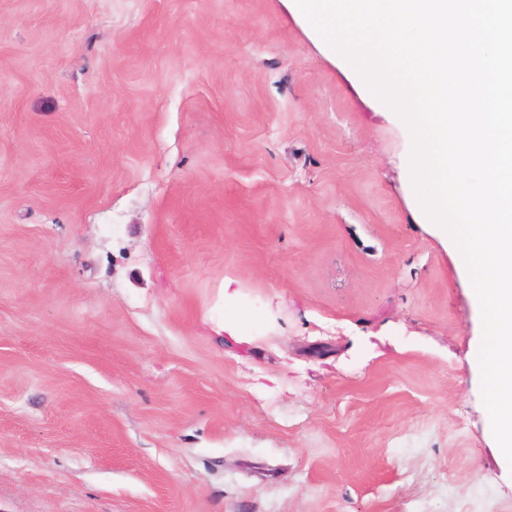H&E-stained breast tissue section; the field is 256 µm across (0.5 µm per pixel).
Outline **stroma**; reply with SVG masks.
<instances>
[{
  "mask_svg": "<svg viewBox=\"0 0 512 512\" xmlns=\"http://www.w3.org/2000/svg\"><path fill=\"white\" fill-rule=\"evenodd\" d=\"M288 2L0 0V512H512L409 133Z\"/></svg>",
  "mask_w": 512,
  "mask_h": 512,
  "instance_id": "1",
  "label": "stroma"
}]
</instances>
